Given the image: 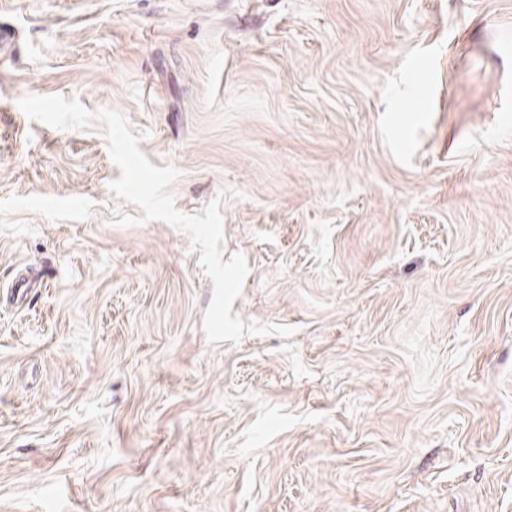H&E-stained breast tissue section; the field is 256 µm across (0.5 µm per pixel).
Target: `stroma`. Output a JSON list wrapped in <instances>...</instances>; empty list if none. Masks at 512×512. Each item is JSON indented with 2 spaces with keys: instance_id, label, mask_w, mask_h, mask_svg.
<instances>
[{
  "instance_id": "1",
  "label": "stroma",
  "mask_w": 512,
  "mask_h": 512,
  "mask_svg": "<svg viewBox=\"0 0 512 512\" xmlns=\"http://www.w3.org/2000/svg\"><path fill=\"white\" fill-rule=\"evenodd\" d=\"M0 512H512V0H0ZM223 196L209 344L188 237ZM46 285L5 301L18 272Z\"/></svg>"
}]
</instances>
